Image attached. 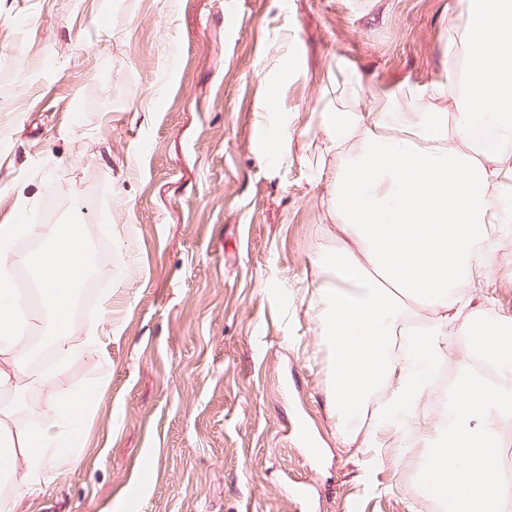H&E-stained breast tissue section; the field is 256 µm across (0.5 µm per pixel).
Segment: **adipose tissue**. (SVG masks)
<instances>
[{
	"label": "adipose tissue",
	"instance_id": "1",
	"mask_svg": "<svg viewBox=\"0 0 512 512\" xmlns=\"http://www.w3.org/2000/svg\"><path fill=\"white\" fill-rule=\"evenodd\" d=\"M492 102H512V0L494 6L481 0L471 13L463 67L448 85L454 127L422 116L390 135L383 112L360 115L355 124L361 148L337 175L333 191L340 246L320 263L336 278L320 284L318 312L333 352L329 401L345 443L355 440L345 419L374 392L389 390L392 410L406 413L428 391L429 367L468 306L458 287L482 274L475 247L488 240L494 225L512 222L495 207L501 183L512 179V165L499 162L489 148L500 136L484 121ZM37 231L34 224L0 225L1 388L23 366L31 324L59 321L62 295L85 276L73 260L81 239L63 229L50 238L38 266V307L16 305L10 278L27 258L14 243ZM418 301L430 306L431 319L404 355L390 361L395 327ZM59 460L78 463V444L62 445L47 427L20 430L0 453V476L12 479L20 497Z\"/></svg>",
	"mask_w": 512,
	"mask_h": 512
}]
</instances>
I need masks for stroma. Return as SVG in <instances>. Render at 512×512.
<instances>
[{
    "instance_id": "1",
    "label": "stroma",
    "mask_w": 512,
    "mask_h": 512,
    "mask_svg": "<svg viewBox=\"0 0 512 512\" xmlns=\"http://www.w3.org/2000/svg\"><path fill=\"white\" fill-rule=\"evenodd\" d=\"M470 0H0V225L39 216L105 243L112 320L49 378L23 370L25 426L83 405L78 464L13 512H424L405 481L448 422L429 388L379 425L381 390L336 437L321 335L337 125L451 123ZM469 319L512 324V223ZM150 462L143 480L142 462Z\"/></svg>"
}]
</instances>
